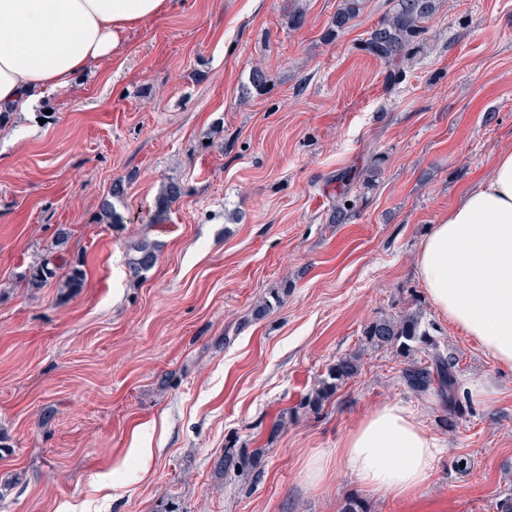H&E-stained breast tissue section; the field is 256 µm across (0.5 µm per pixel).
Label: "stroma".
<instances>
[{
	"label": "stroma",
	"instance_id": "stroma-1",
	"mask_svg": "<svg viewBox=\"0 0 512 512\" xmlns=\"http://www.w3.org/2000/svg\"><path fill=\"white\" fill-rule=\"evenodd\" d=\"M340 5L174 0L129 31L120 63L0 129V512H497L512 495V368L415 271L431 225L512 150V0H443L394 84L361 49L388 0H362L337 32ZM118 179L122 221L100 223ZM170 181L183 194L162 213ZM61 227L58 265L86 270L72 297L20 279ZM142 238L159 257L138 276L127 249ZM408 310L456 354L458 409L408 389L402 357L363 349L366 324ZM357 350L360 375L311 412L328 366ZM386 403L441 447L410 498L336 460ZM230 446L263 449L258 482L220 469ZM312 457L330 460L325 480L308 479Z\"/></svg>",
	"mask_w": 512,
	"mask_h": 512
}]
</instances>
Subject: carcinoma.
<instances>
[{
    "label": "carcinoma",
    "mask_w": 512,
    "mask_h": 512,
    "mask_svg": "<svg viewBox=\"0 0 512 512\" xmlns=\"http://www.w3.org/2000/svg\"><path fill=\"white\" fill-rule=\"evenodd\" d=\"M390 8L386 17L368 34L362 45L366 53L390 66L389 78L397 82L403 77L404 64L421 53L425 47L428 24L440 7V0H389ZM359 0H344L334 18V27L342 29L355 17ZM182 195L177 183L166 185L159 197V209L167 210ZM129 267L136 273L151 270L158 260V244L141 239L129 248ZM59 267L54 255H46L37 264L24 271L21 278L34 288H41L53 280L67 294H77L85 285V271L82 264L72 265L65 278L57 279ZM366 345L376 348H390L402 357L415 351L421 344L434 351L429 361H411L402 368L405 384L417 392L435 390L440 399L453 407L458 402L457 357L451 352L439 349L428 328L423 324L420 312L415 311L398 316L382 317L368 323L362 332ZM361 357L357 353L345 354L336 359L320 380L319 386L307 397L310 410L319 412L324 403L335 397L340 387L361 373ZM261 449L250 452L246 449L227 448L224 450V469L235 471L240 476H249L256 467Z\"/></svg>",
    "instance_id": "obj_1"
}]
</instances>
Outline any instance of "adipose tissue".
<instances>
[{"label": "adipose tissue", "instance_id": "1", "mask_svg": "<svg viewBox=\"0 0 512 512\" xmlns=\"http://www.w3.org/2000/svg\"><path fill=\"white\" fill-rule=\"evenodd\" d=\"M170 0H0V113L34 111L94 64L117 59L127 34ZM415 267L438 312L512 368V151L433 225ZM441 449L411 411L388 403L347 433L338 456L365 486L402 497L429 480Z\"/></svg>", "mask_w": 512, "mask_h": 512}]
</instances>
